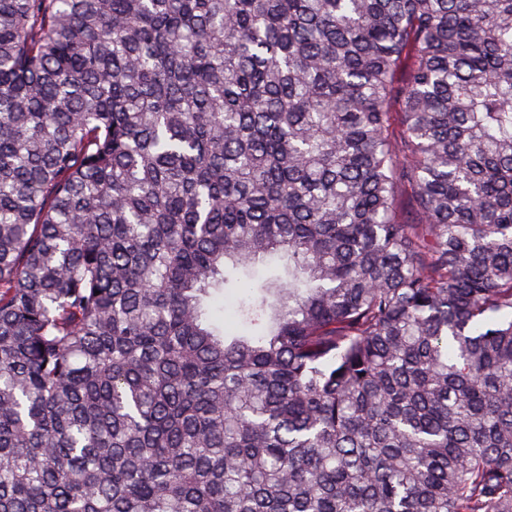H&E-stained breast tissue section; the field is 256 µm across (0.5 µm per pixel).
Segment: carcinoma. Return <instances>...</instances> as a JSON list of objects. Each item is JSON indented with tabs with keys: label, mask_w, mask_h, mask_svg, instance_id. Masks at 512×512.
Masks as SVG:
<instances>
[{
	"label": "carcinoma",
	"mask_w": 512,
	"mask_h": 512,
	"mask_svg": "<svg viewBox=\"0 0 512 512\" xmlns=\"http://www.w3.org/2000/svg\"><path fill=\"white\" fill-rule=\"evenodd\" d=\"M0 512H512V0H0Z\"/></svg>",
	"instance_id": "1"
}]
</instances>
